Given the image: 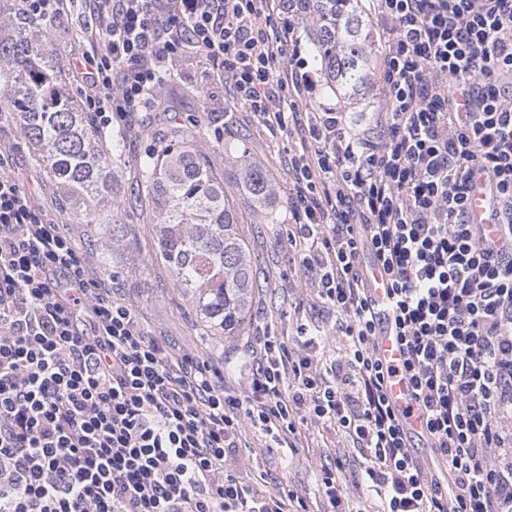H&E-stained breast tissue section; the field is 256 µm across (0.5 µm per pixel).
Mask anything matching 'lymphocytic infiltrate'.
<instances>
[{
    "instance_id": "lymphocytic-infiltrate-1",
    "label": "lymphocytic infiltrate",
    "mask_w": 512,
    "mask_h": 512,
    "mask_svg": "<svg viewBox=\"0 0 512 512\" xmlns=\"http://www.w3.org/2000/svg\"><path fill=\"white\" fill-rule=\"evenodd\" d=\"M68 61L99 132L153 106L169 64L205 58L288 151V245L321 324L256 336L244 390L151 336L0 147V512H308L239 466L244 435L295 449L333 428L324 512H512V0H374L385 55L374 130L304 111L319 72L277 0H83ZM482 191L490 221L470 219ZM390 282L377 304L372 276ZM390 320L427 420L420 460L375 336Z\"/></svg>"
}]
</instances>
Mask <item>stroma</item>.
I'll use <instances>...</instances> for the list:
<instances>
[{
    "label": "stroma",
    "instance_id": "obj_1",
    "mask_svg": "<svg viewBox=\"0 0 512 512\" xmlns=\"http://www.w3.org/2000/svg\"><path fill=\"white\" fill-rule=\"evenodd\" d=\"M171 74V112L155 107L135 112L128 126L112 130L113 140L123 146L117 184L124 197H133L139 179V160L152 143L154 132L166 130L174 113L180 120L204 128L209 137H223L225 142L244 150L248 158L269 170L280 189H287V137L271 136L253 112L234 100L231 89L219 81L204 58L177 59L172 64ZM0 142L12 147L15 175L36 193L49 219L68 224L79 246L86 250L91 267L98 272L104 266L112 267L113 298L135 308L152 335L167 342L175 351L204 355L223 370L226 384L236 387L248 371L246 356L261 327L275 328L283 336L292 333L295 321L291 310L299 295L288 286L289 281L297 277L287 244L288 227L254 223L252 201L240 192L233 176V155L214 153L210 159L216 168L225 170L226 189L236 195L259 290L255 310L241 333L217 341L201 334L193 306L173 287L169 269L156 261L155 235L148 211L128 207L112 251L102 253L98 245V226L77 222L61 193L50 185L46 171L36 162L34 151L21 136L16 120L1 109ZM299 432L301 446L297 451L268 449L249 435L244 439L240 454L242 458L260 462L269 486L283 484L306 488L309 512H321V465L337 458L355 461L357 451L318 425L301 424Z\"/></svg>",
    "mask_w": 512,
    "mask_h": 512
}]
</instances>
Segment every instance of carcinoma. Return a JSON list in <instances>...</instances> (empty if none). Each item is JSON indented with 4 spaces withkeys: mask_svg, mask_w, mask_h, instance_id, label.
<instances>
[{
    "mask_svg": "<svg viewBox=\"0 0 512 512\" xmlns=\"http://www.w3.org/2000/svg\"><path fill=\"white\" fill-rule=\"evenodd\" d=\"M282 5L311 16L316 61L329 88L348 99L372 91L371 51L358 0H283ZM2 27L8 33L0 35V81L13 87L11 111L19 117L22 136L80 223L104 226L100 244L108 250L126 208L115 189L121 146L102 139L63 87V54L50 24L18 9L0 17ZM205 138L202 127L172 118L141 159L136 198L154 215L155 255L169 268L174 286L195 308L206 335L224 337L251 316L256 283L235 197L224 190V171L199 149ZM238 180L257 208L255 223H281L273 206L277 184L263 166L243 164Z\"/></svg>",
    "mask_w": 512,
    "mask_h": 512,
    "instance_id": "cac0c4a2",
    "label": "carcinoma"
}]
</instances>
